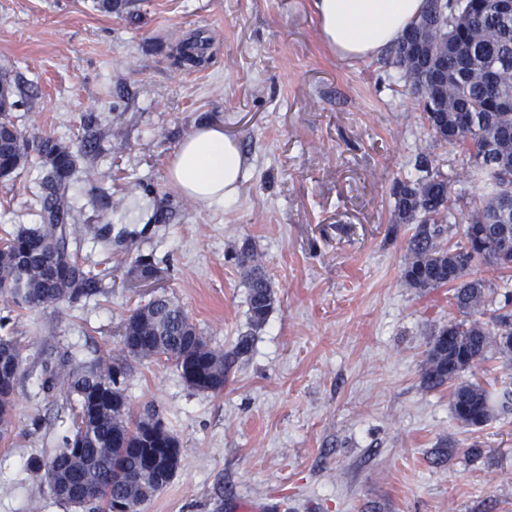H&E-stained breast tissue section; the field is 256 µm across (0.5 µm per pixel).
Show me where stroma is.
<instances>
[{"mask_svg": "<svg viewBox=\"0 0 512 512\" xmlns=\"http://www.w3.org/2000/svg\"><path fill=\"white\" fill-rule=\"evenodd\" d=\"M205 43L195 68L174 59ZM29 89L8 119L27 139L78 146L72 225L100 294L12 316L25 348L13 433L0 441V512H76L28 469L66 425L40 386L41 352L111 361L125 318L175 299L213 348L250 335L222 393L173 364L132 362L133 408L156 405L179 469L141 512H512V411L459 423L448 388H422L433 330L456 319L448 288L402 280L406 224L395 179L418 154L454 178L459 151L432 139L416 95L384 58L348 61L324 41L311 0H0V72ZM220 124L248 169L227 208L184 199L167 178L179 143ZM35 170L0 179V238L35 224ZM152 216L129 224L130 200ZM251 243L277 294L252 331L233 258ZM147 259L156 276L140 275Z\"/></svg>", "mask_w": 512, "mask_h": 512, "instance_id": "1", "label": "stroma"}]
</instances>
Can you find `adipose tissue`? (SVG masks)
Returning a JSON list of instances; mask_svg holds the SVG:
<instances>
[{"label":"adipose tissue","instance_id":"adipose-tissue-1","mask_svg":"<svg viewBox=\"0 0 512 512\" xmlns=\"http://www.w3.org/2000/svg\"><path fill=\"white\" fill-rule=\"evenodd\" d=\"M424 0H314L327 44L343 59L385 54L415 21ZM245 176L235 142L221 127H197L177 147L169 181L184 198L202 205L232 204Z\"/></svg>","mask_w":512,"mask_h":512}]
</instances>
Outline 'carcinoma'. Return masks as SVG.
Here are the masks:
<instances>
[{
    "mask_svg": "<svg viewBox=\"0 0 512 512\" xmlns=\"http://www.w3.org/2000/svg\"><path fill=\"white\" fill-rule=\"evenodd\" d=\"M389 62L418 96L432 137L460 150L462 180L481 186L462 238L453 245L445 244L452 183L430 169L426 156L417 157L415 177L396 180L392 189V223L409 224L412 230L402 271L405 285L446 286L452 290L451 303L468 316L434 330L421 384L427 390L448 386L456 420L479 427L494 411L491 395L462 374L489 360L494 350L512 357V294L504 296L489 325L481 321L487 282L474 276L479 264L512 272V107H503V101H512V13L499 11L496 0H426L419 19L390 51ZM491 71L493 84L487 78ZM77 165L71 146L52 137L30 141L10 121L0 120V178L38 169L37 222L0 248V295L10 303L0 328L11 312L73 303L97 292L91 272L69 258V191ZM234 260L247 288L250 325L260 329L274 309L271 280L256 263L251 244H243ZM249 349L247 336L227 352L212 348L167 295L137 306L124 322L120 354L109 367L44 361L42 387L63 391L71 425L61 448L33 472L53 486L55 498L76 509L105 512L106 503L122 499L139 512L174 478L163 447L177 448L179 441L155 407L133 411L125 393L130 361H170L188 387L218 394ZM25 362L23 346L0 336V441L11 436ZM71 445L81 452L68 453Z\"/></svg>",
    "mask_w": 512,
    "mask_h": 512,
    "instance_id": "carcinoma-1",
    "label": "carcinoma"
}]
</instances>
